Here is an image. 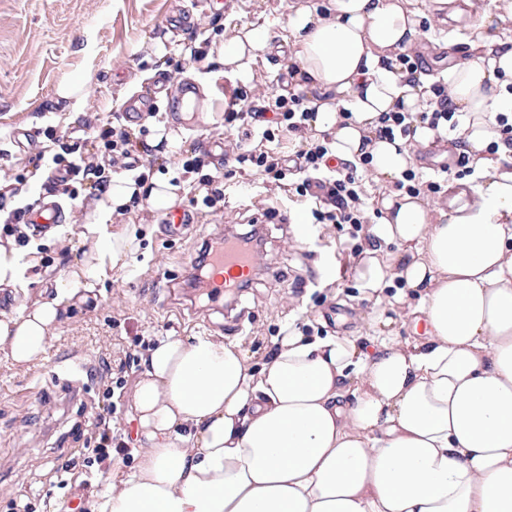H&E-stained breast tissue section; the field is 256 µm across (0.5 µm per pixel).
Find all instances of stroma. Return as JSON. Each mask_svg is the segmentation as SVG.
Segmentation results:
<instances>
[{
  "instance_id": "obj_1",
  "label": "stroma",
  "mask_w": 512,
  "mask_h": 512,
  "mask_svg": "<svg viewBox=\"0 0 512 512\" xmlns=\"http://www.w3.org/2000/svg\"><path fill=\"white\" fill-rule=\"evenodd\" d=\"M323 0H0V179L24 187L35 173L45 172L40 155L51 136L80 149L90 161L114 174L109 158L88 135L90 125L111 122L152 143L156 126H164L173 145L152 174L177 186L180 208L198 225L174 240L161 232L163 212L140 203L112 216L117 227L135 228L141 247L129 267L99 288L96 306L76 311L48 340L42 360L14 366L0 359V512L28 499L30 512H92L105 494L113 463L124 472L136 465L132 453L136 429L132 393L140 364H124L126 352L145 354L163 336L189 338L208 334L238 342L262 362L284 325L297 321L309 337L333 333L366 342L393 331L412 334L406 316L418 297L404 295L400 284L384 289L381 301L369 299L357 269L373 235L369 228L313 224L311 237L294 241L287 224L265 223L262 269L252 288L225 296L220 305L187 288V270L203 239L249 230L264 210L310 214L312 200L292 188L299 174L268 193L261 175L242 164L224 181V206L212 211L199 205L204 195L182 170V159L214 136L227 145L252 147L259 131L244 124L224 129V96L229 83L221 78L219 53L228 36L254 26H269L274 52L255 58L240 86L247 107L265 110L285 93L292 64L288 18L300 5L320 7ZM428 32L417 48L426 62L422 72L438 77L448 65L469 57L478 15H468L464 30L450 31L430 0H412ZM208 39L200 61L184 59L180 50L192 34ZM161 74L173 82L189 78L200 87L208 110L193 127L173 113L147 112L138 121L125 119L122 104L134 92L151 87ZM81 85L83 110L50 107L65 82ZM36 265L29 269V296L0 290L8 312H18L25 299H38L46 277L62 275L73 261L71 241L56 232L29 237ZM115 370L101 377L104 362ZM113 404L112 427L125 446L113 462L92 468L82 461L93 447L98 408ZM77 465L58 478L59 459Z\"/></svg>"
}]
</instances>
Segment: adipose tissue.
Segmentation results:
<instances>
[{"label":"adipose tissue","mask_w":512,"mask_h":512,"mask_svg":"<svg viewBox=\"0 0 512 512\" xmlns=\"http://www.w3.org/2000/svg\"><path fill=\"white\" fill-rule=\"evenodd\" d=\"M288 28L297 87L316 94L310 130L332 136L336 158L401 180L410 145L437 136L417 120L409 138L376 135L381 113L417 112L432 94L394 64L418 35L409 0L301 6ZM272 49L267 27L235 36L225 78ZM471 51L442 76L479 181L449 183L448 210L402 190L383 197L372 233L392 250H366L358 270L370 294L395 280L423 292L424 337L368 349L292 322L259 365L214 336L159 338L132 396L137 465L111 477L93 512H512V147L495 122L512 112V38L478 30ZM139 196L155 210L177 200L163 178L113 177L50 298L0 317L6 361L41 360L73 308L127 267L137 237L112 215Z\"/></svg>","instance_id":"1"}]
</instances>
